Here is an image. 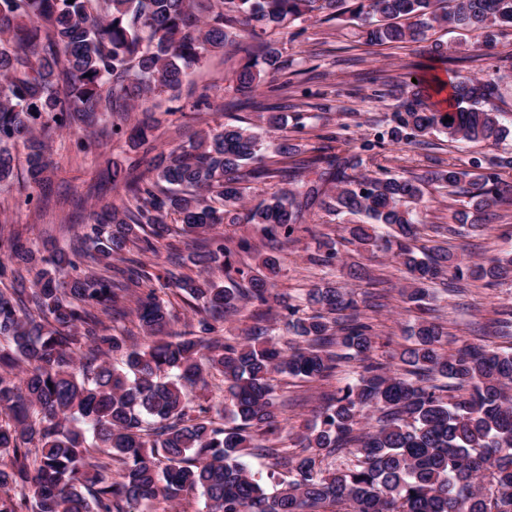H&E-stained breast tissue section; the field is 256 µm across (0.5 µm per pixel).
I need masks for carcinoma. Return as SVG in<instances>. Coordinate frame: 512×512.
<instances>
[{
  "label": "carcinoma",
  "mask_w": 512,
  "mask_h": 512,
  "mask_svg": "<svg viewBox=\"0 0 512 512\" xmlns=\"http://www.w3.org/2000/svg\"><path fill=\"white\" fill-rule=\"evenodd\" d=\"M0 0V184L24 165L30 187L48 181L53 136L77 128V150H99L93 128L100 114L117 115L111 134L134 150L155 149L157 121L147 103L179 88L211 54L235 45L245 61L237 91L265 89L280 97L288 69L281 48L265 40L305 17L360 23L373 45L419 43L434 25L477 33L473 51L512 28V0ZM501 67L452 84L448 112H427L432 86L393 85L391 126L358 151L332 156L314 179L244 207V183L282 176L263 150V127L219 124L186 145L161 150L148 173L113 162L100 178L124 187L128 199L92 213L69 248H55L34 266L37 250L18 233L0 235V512H141L159 498L204 499V512H512V350L464 345L442 348L443 332L425 317L430 285L463 274L458 255L421 253L413 245L422 184L462 193L474 213L452 212L450 234L482 226L488 209L512 202V151L489 171L456 169L406 178L379 166L361 170L362 154L434 132L450 140L498 147L512 134L494 107L503 97ZM254 111L286 109L254 99L230 103ZM141 111L135 123L128 113ZM452 121H445V117ZM26 149L19 162L13 149ZM336 184L326 195L323 187ZM337 217L352 216V242L392 254L408 274L405 296L419 312L412 344L399 353L409 366L397 374L374 360L371 324L353 295L336 285L308 292L307 317L287 306L300 344L284 349L253 327L251 342L223 341L224 318L269 303L277 259L258 258L267 276L234 264L224 236L201 240L196 276L169 272L167 289L198 316L182 333L167 331L171 312L136 260L119 268L112 256L133 244L157 254L166 235H191L221 224H261L272 241L300 230L314 200ZM176 216L177 225L168 224ZM388 228L385 236L374 225ZM512 274V251L469 268V277L497 281ZM134 315L149 342L116 326ZM340 346L342 353L331 350ZM125 354V369L109 353ZM354 360L356 384L338 391L307 427L299 453L270 443L276 434L274 376L304 381L329 377ZM217 372L227 385L224 407L194 405L191 392ZM378 426L363 424L367 412ZM258 449L284 476L269 493L245 457ZM120 465L118 477L112 464Z\"/></svg>",
  "instance_id": "obj_1"
}]
</instances>
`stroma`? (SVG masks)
<instances>
[{
    "label": "stroma",
    "mask_w": 512,
    "mask_h": 512,
    "mask_svg": "<svg viewBox=\"0 0 512 512\" xmlns=\"http://www.w3.org/2000/svg\"><path fill=\"white\" fill-rule=\"evenodd\" d=\"M305 26V35L294 42L280 30L269 32L268 38L278 43L288 61V112L304 116L306 129L301 145L309 157L321 154L323 134L340 126H347L350 136L357 140L374 137L386 128L396 102L388 96L374 95L367 80L369 72L380 74L392 85L408 80L424 65L434 75L481 77L492 60L512 58V36L497 38L485 57L475 59L471 50L476 35L465 29L438 27L422 43L379 46L365 44L358 27L346 21L322 22L312 18L306 20ZM435 43L442 44L441 53L432 52ZM242 58L237 47L228 46L194 73L196 87L207 89L213 107L198 112L193 121H185L180 114L188 104L185 93L168 91L156 98V116L160 121L158 147H175L187 142L194 133L219 123H257L256 112L230 107L231 102L240 98L233 77ZM110 127V117H102L95 129L102 147L91 154L77 151L72 134L57 133L51 146L55 171L51 176L49 203H26L28 190L21 178H14L0 187V231H18L38 246L52 238L64 247L81 225L89 223L93 206L120 202L124 197L122 189L96 182L97 171L107 163L126 165L135 159L124 142L110 138ZM492 153L486 145L451 141L435 133L420 144H387L378 154L365 158L363 166L372 170L381 165L409 177L437 169L468 171L473 159ZM423 191L427 207L420 215L423 230L417 241L419 248H448L466 266L512 245V202L495 207V219L466 238H448L434 233L433 228L447 223L451 211L466 204V197L449 194L446 188L431 183L424 185ZM306 225V230L295 233L273 250L267 246L260 225L227 224L222 231L227 247L234 249L243 236L255 246L250 254L236 252V264L252 266L257 256L269 253L278 257L280 269L273 280L274 291L287 296V305L305 308L308 291L328 282L351 290L355 300L363 304L362 317L374 328L373 358L389 364L394 371H402L398 354L409 343V328L415 319L414 313L407 311L401 294L405 273L390 254L367 252L351 243L342 223L319 207L308 210ZM325 241L335 243L339 252L340 260L332 268L310 260ZM432 293L436 320L447 334L445 351H454L464 343L500 345L494 321L498 310L512 308V277L492 287L464 279L455 291L439 281L433 284ZM358 371L357 364L344 363L325 381L305 382L277 376V393L282 401L277 414L278 446L295 448L315 412L325 405L327 395L354 382Z\"/></svg>",
    "instance_id": "obj_1"
}]
</instances>
